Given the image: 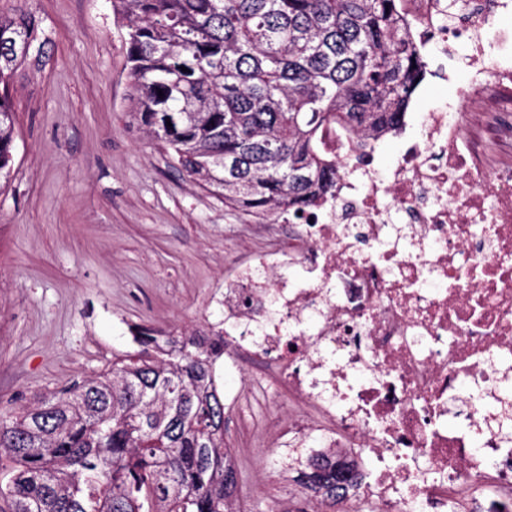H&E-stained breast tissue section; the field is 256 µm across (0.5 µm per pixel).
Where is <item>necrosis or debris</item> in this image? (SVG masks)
Here are the masks:
<instances>
[{"instance_id": "4bbe7bcc", "label": "necrosis or debris", "mask_w": 512, "mask_h": 512, "mask_svg": "<svg viewBox=\"0 0 512 512\" xmlns=\"http://www.w3.org/2000/svg\"><path fill=\"white\" fill-rule=\"evenodd\" d=\"M420 48L466 37L457 99L418 113L391 174L347 162L331 197L225 273L224 368L254 362L249 387L291 399L283 448L376 468L349 492L376 512H512V0H404ZM304 274L289 278L292 266ZM461 420L448 427V409Z\"/></svg>"}]
</instances>
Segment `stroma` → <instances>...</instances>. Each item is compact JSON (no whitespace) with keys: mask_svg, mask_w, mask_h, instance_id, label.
<instances>
[{"mask_svg":"<svg viewBox=\"0 0 512 512\" xmlns=\"http://www.w3.org/2000/svg\"><path fill=\"white\" fill-rule=\"evenodd\" d=\"M25 11L46 41L14 73L12 174L0 188V414L11 415L113 355L137 351L138 327L175 336L204 332L223 314L213 285L245 259L242 212L192 180L127 114L125 23L112 0H0ZM409 112L445 106L455 93L440 74L463 58H427ZM249 369L221 377L242 402L224 411V441L238 469L237 512H324L299 492L266 431L288 412L284 395L247 392Z\"/></svg>","mask_w":512,"mask_h":512,"instance_id":"1","label":"stroma"}]
</instances>
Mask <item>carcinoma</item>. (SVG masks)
I'll list each match as a JSON object with an SVG mask.
<instances>
[{"mask_svg": "<svg viewBox=\"0 0 512 512\" xmlns=\"http://www.w3.org/2000/svg\"><path fill=\"white\" fill-rule=\"evenodd\" d=\"M132 124L224 206L264 220L331 193L343 160L396 133L423 78L399 0H114ZM45 42L0 16V180L11 177L17 67ZM187 71H182L181 67ZM163 95H158V92ZM0 418V512H231L222 336H160ZM350 465L314 473L329 500Z\"/></svg>", "mask_w": 512, "mask_h": 512, "instance_id": "obj_1", "label": "carcinoma"}]
</instances>
